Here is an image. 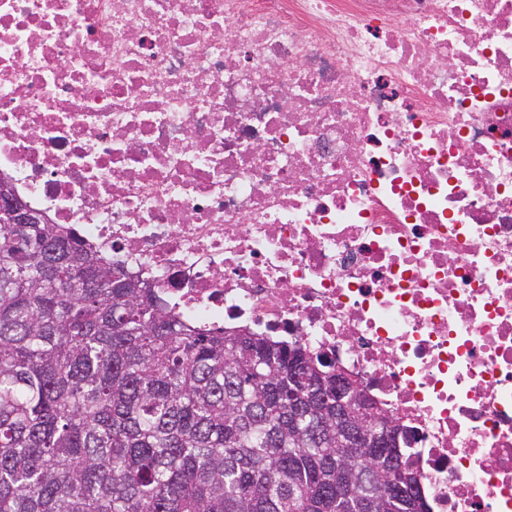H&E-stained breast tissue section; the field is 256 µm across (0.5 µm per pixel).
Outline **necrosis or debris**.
I'll return each instance as SVG.
<instances>
[{
    "mask_svg": "<svg viewBox=\"0 0 512 512\" xmlns=\"http://www.w3.org/2000/svg\"><path fill=\"white\" fill-rule=\"evenodd\" d=\"M1 175L335 361L432 512H512V0H0Z\"/></svg>",
    "mask_w": 512,
    "mask_h": 512,
    "instance_id": "1",
    "label": "necrosis or debris"
}]
</instances>
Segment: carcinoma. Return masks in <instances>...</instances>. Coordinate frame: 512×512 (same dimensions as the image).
<instances>
[{"label":"carcinoma","mask_w":512,"mask_h":512,"mask_svg":"<svg viewBox=\"0 0 512 512\" xmlns=\"http://www.w3.org/2000/svg\"><path fill=\"white\" fill-rule=\"evenodd\" d=\"M62 230L0 224V512H431L406 449L337 443L306 348L184 323Z\"/></svg>","instance_id":"1"}]
</instances>
